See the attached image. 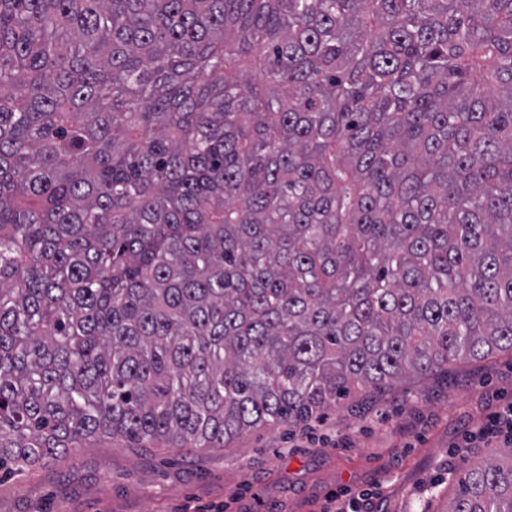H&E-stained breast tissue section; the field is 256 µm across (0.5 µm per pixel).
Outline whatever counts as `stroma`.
<instances>
[{
    "label": "stroma",
    "instance_id": "stroma-1",
    "mask_svg": "<svg viewBox=\"0 0 512 512\" xmlns=\"http://www.w3.org/2000/svg\"><path fill=\"white\" fill-rule=\"evenodd\" d=\"M512 403V355L351 395L298 428L254 429L226 448H79L0 479V512H447L449 469L493 456L498 438L466 446Z\"/></svg>",
    "mask_w": 512,
    "mask_h": 512
}]
</instances>
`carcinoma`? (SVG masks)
<instances>
[{"mask_svg": "<svg viewBox=\"0 0 512 512\" xmlns=\"http://www.w3.org/2000/svg\"><path fill=\"white\" fill-rule=\"evenodd\" d=\"M500 351L512 0H0V470Z\"/></svg>", "mask_w": 512, "mask_h": 512, "instance_id": "carcinoma-1", "label": "carcinoma"}]
</instances>
